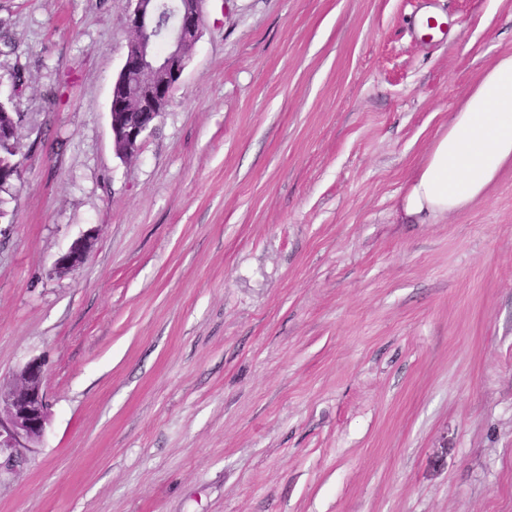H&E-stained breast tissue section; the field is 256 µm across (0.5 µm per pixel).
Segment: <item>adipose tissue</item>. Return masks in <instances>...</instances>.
Returning a JSON list of instances; mask_svg holds the SVG:
<instances>
[{
    "label": "adipose tissue",
    "instance_id": "adipose-tissue-1",
    "mask_svg": "<svg viewBox=\"0 0 512 512\" xmlns=\"http://www.w3.org/2000/svg\"><path fill=\"white\" fill-rule=\"evenodd\" d=\"M512 164V55L465 96L403 199L406 217L442 215L482 197Z\"/></svg>",
    "mask_w": 512,
    "mask_h": 512
}]
</instances>
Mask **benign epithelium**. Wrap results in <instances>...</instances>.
Instances as JSON below:
<instances>
[{
  "label": "benign epithelium",
  "mask_w": 512,
  "mask_h": 512,
  "mask_svg": "<svg viewBox=\"0 0 512 512\" xmlns=\"http://www.w3.org/2000/svg\"><path fill=\"white\" fill-rule=\"evenodd\" d=\"M125 25L133 40L125 45L122 67L113 80L110 120L113 149L122 159L139 149L154 121L165 112L189 60L188 48L201 33L204 0H129ZM88 241H74L55 269L81 267ZM45 361L33 358L8 386L0 385V459L28 458L49 422L44 388Z\"/></svg>",
  "instance_id": "benign-epithelium-1"
}]
</instances>
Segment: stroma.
I'll use <instances>...</instances> for the list:
<instances>
[{"instance_id":"stroma-1","label":"stroma","mask_w":512,"mask_h":512,"mask_svg":"<svg viewBox=\"0 0 512 512\" xmlns=\"http://www.w3.org/2000/svg\"><path fill=\"white\" fill-rule=\"evenodd\" d=\"M127 10L0 0V97L26 116L0 383L44 358L50 402L0 512H512V164L463 210L401 208L512 55V0H205L123 161ZM88 248L87 239H77L71 244L68 251L56 260L55 269L60 272L79 269L84 262Z\"/></svg>"}]
</instances>
